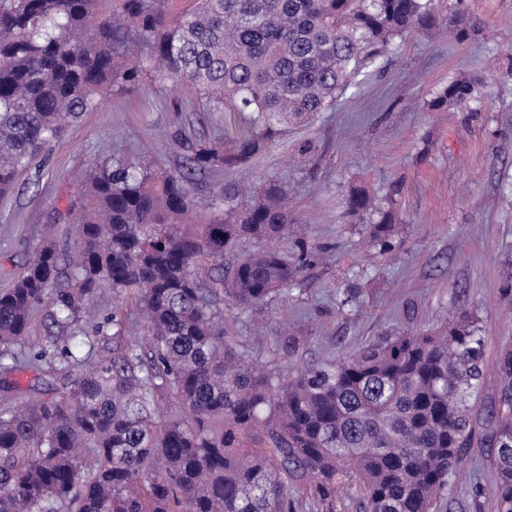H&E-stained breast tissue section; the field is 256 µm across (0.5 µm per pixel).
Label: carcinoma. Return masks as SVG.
Listing matches in <instances>:
<instances>
[{
	"mask_svg": "<svg viewBox=\"0 0 512 512\" xmlns=\"http://www.w3.org/2000/svg\"><path fill=\"white\" fill-rule=\"evenodd\" d=\"M164 4L120 0L121 22L112 0H0L1 195L150 61L244 120L233 138L191 144L186 173L120 157L94 165L74 242L43 238L0 289V512H293L297 486L325 512L339 487L361 512H437L474 447L492 449L497 512H512V349L477 409L486 340L474 314L287 372L304 338L284 335L258 368L224 328V298L266 303L323 248L280 246L288 190L270 179L245 205L188 224L190 171L245 163L309 124L397 39L443 23L469 39L479 23L464 0L446 19L436 0H197L173 22ZM477 93L456 78L426 107L462 109ZM399 192H347L381 255L400 244ZM108 292L142 312L141 335H125L117 306L85 319ZM44 308L56 331L35 340ZM26 371L53 382L17 404Z\"/></svg>",
	"mask_w": 512,
	"mask_h": 512,
	"instance_id": "obj_1",
	"label": "carcinoma"
}]
</instances>
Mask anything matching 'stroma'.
<instances>
[{"mask_svg": "<svg viewBox=\"0 0 512 512\" xmlns=\"http://www.w3.org/2000/svg\"><path fill=\"white\" fill-rule=\"evenodd\" d=\"M479 35L465 41L416 32L390 44L309 126L289 132L250 162L196 174L198 216L212 202L242 205L263 180L284 184L296 236L325 246L322 260L298 285L256 310L238 312L230 333L252 357L271 358L284 327L303 329L298 360L348 357L380 336L423 331L459 310L476 312L486 338L483 396L493 395L497 353L512 347V0H467ZM477 80L468 109L428 111L424 102L449 81ZM239 113L214 111L183 80L154 73L105 97L70 126L48 152L22 170L0 197V288L19 272L47 225L74 235L83 190L80 170L114 156L155 159L182 170L184 134H230ZM310 142L307 164H293L297 144ZM378 196L400 185L402 244L366 262L360 222L349 215V183ZM367 275L347 306L337 289L350 270ZM490 449L475 448L451 477L441 512H496Z\"/></svg>", "mask_w": 512, "mask_h": 512, "instance_id": "1", "label": "stroma"}]
</instances>
